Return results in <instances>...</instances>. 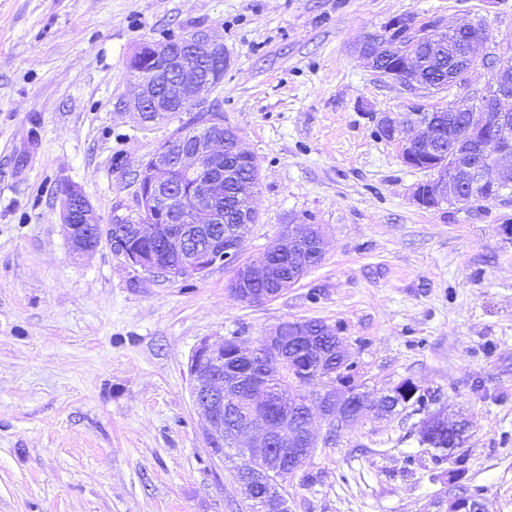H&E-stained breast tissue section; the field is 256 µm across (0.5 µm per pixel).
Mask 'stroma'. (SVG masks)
I'll list each match as a JSON object with an SVG mask.
<instances>
[{
  "instance_id": "stroma-1",
  "label": "stroma",
  "mask_w": 512,
  "mask_h": 512,
  "mask_svg": "<svg viewBox=\"0 0 512 512\" xmlns=\"http://www.w3.org/2000/svg\"><path fill=\"white\" fill-rule=\"evenodd\" d=\"M484 23L469 81L438 103H478L512 57V0H0V512H238L237 458L212 457L188 361L202 339L259 341L285 320L333 328L369 393L409 379L436 398L322 427L289 512H426L478 495L512 512V193L425 209L428 172L380 139L415 99L358 54L393 17ZM223 33L230 64L203 97L259 167L260 258L289 221L321 225L324 258L257 305L227 273L149 275L108 244L74 255L56 188L78 185L101 224L131 213L136 173L189 115L126 110L127 61L147 40ZM465 417L452 458L418 442L428 415Z\"/></svg>"
}]
</instances>
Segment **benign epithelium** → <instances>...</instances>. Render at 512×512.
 I'll use <instances>...</instances> for the list:
<instances>
[{
  "mask_svg": "<svg viewBox=\"0 0 512 512\" xmlns=\"http://www.w3.org/2000/svg\"><path fill=\"white\" fill-rule=\"evenodd\" d=\"M442 30L426 21L412 22L400 37L365 39L359 47L361 57L381 79L406 91L425 87L419 75L418 48ZM136 55L150 64L148 70L131 74L134 95L128 107L146 121L156 120L174 111L176 104L198 103L200 95L221 83L229 56L224 35L218 31L198 30L181 40L146 41ZM495 94L484 98L477 109L465 100L448 104L450 112L471 113L463 136L448 137V149L441 143L436 121L424 120L417 112L408 113L406 122L422 127L413 139L401 137L400 122L386 113L379 119L389 141L399 145L401 158L412 168H459L458 178L443 175L418 184L413 193L416 203L426 209L444 203L466 205L476 194H462V185L472 188L493 183L502 190L512 184V108L503 101L512 99V66L498 67L494 75ZM495 151L488 163L493 178L473 158L487 144ZM250 160L242 138L224 125V114L205 110L196 132H182L168 143H160L141 163L138 170V198L134 213L113 223L99 224L95 209L79 186L62 181L56 194L61 200V224L76 254L91 252L107 241L113 252L128 264L150 274L176 278H203L214 267L229 272L225 291L241 303L258 304L281 294L300 281L309 271L296 266L288 275L280 270L278 259L300 253L323 254L324 234L317 225L307 224L302 231L292 227L269 246L261 258L249 262L240 259L244 236L225 232L214 234L209 225L223 224L225 155ZM296 361L287 352L282 326L269 331L259 344L243 336H230L219 343L205 339L193 350L189 362L193 403L205 417L204 438L212 456L224 458L233 448L241 459L237 480L244 498L255 512H265L270 493L280 488V480L291 474L287 457L306 460L317 441L319 421L348 426L373 411L386 396L404 403L423 400L428 389L411 380H402L382 395L365 394L355 398L333 382L314 396L310 412L302 422L294 421L289 410L269 411L267 376L272 371L292 367ZM419 431L433 441L446 435L448 420L431 415ZM432 512H484L480 498H452L448 504L434 506Z\"/></svg>",
  "mask_w": 512,
  "mask_h": 512,
  "instance_id": "1",
  "label": "benign epithelium"
}]
</instances>
